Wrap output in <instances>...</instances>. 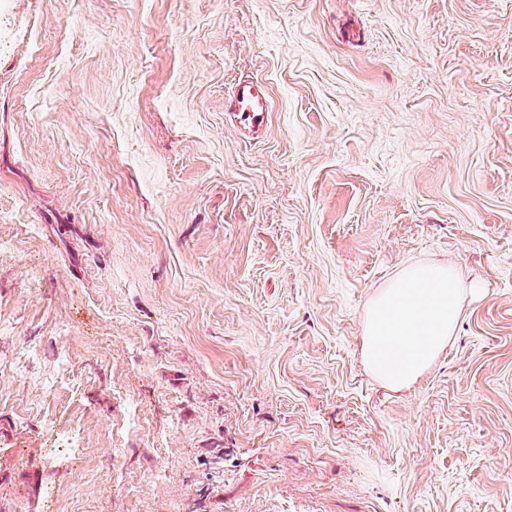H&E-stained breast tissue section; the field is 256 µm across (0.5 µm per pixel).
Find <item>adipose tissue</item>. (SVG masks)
I'll return each mask as SVG.
<instances>
[{"label":"adipose tissue","mask_w":512,"mask_h":512,"mask_svg":"<svg viewBox=\"0 0 512 512\" xmlns=\"http://www.w3.org/2000/svg\"><path fill=\"white\" fill-rule=\"evenodd\" d=\"M463 293L450 265L406 267L369 305L363 355L370 372L394 390L412 384L448 346Z\"/></svg>","instance_id":"obj_1"}]
</instances>
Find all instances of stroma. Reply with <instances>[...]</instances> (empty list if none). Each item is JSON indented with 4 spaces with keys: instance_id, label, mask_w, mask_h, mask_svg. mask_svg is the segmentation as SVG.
<instances>
[{
    "instance_id": "35a3bbf8",
    "label": "stroma",
    "mask_w": 512,
    "mask_h": 512,
    "mask_svg": "<svg viewBox=\"0 0 512 512\" xmlns=\"http://www.w3.org/2000/svg\"><path fill=\"white\" fill-rule=\"evenodd\" d=\"M0 512H512V0H0ZM226 111L239 116L241 122L253 127L263 126L269 112L261 94L250 82L238 83L226 103ZM463 293L449 264L406 267L369 305L363 355L370 372L394 390L412 384L449 345Z\"/></svg>"
}]
</instances>
